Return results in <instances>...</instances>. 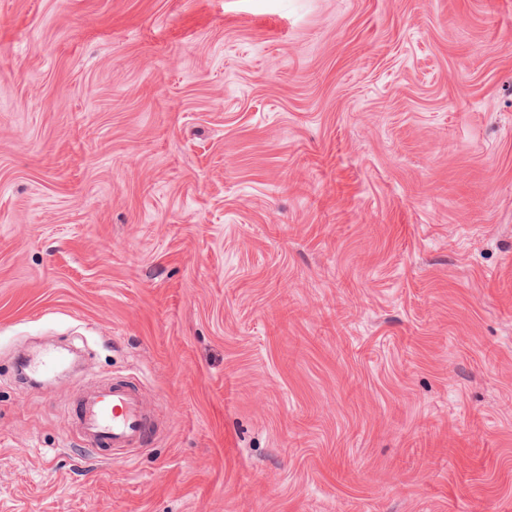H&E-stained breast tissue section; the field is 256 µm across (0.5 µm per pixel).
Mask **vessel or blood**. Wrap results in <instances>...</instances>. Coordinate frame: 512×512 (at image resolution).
<instances>
[{
  "mask_svg": "<svg viewBox=\"0 0 512 512\" xmlns=\"http://www.w3.org/2000/svg\"><path fill=\"white\" fill-rule=\"evenodd\" d=\"M71 425L91 443L112 449L142 447L155 430L137 387L123 381L86 389L75 402Z\"/></svg>",
  "mask_w": 512,
  "mask_h": 512,
  "instance_id": "1",
  "label": "vessel or blood"
}]
</instances>
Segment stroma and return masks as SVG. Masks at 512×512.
<instances>
[{
  "instance_id": "35a3bbf8",
  "label": "stroma",
  "mask_w": 512,
  "mask_h": 512,
  "mask_svg": "<svg viewBox=\"0 0 512 512\" xmlns=\"http://www.w3.org/2000/svg\"><path fill=\"white\" fill-rule=\"evenodd\" d=\"M0 512H512V0H0ZM70 425L97 446L140 448L155 431L138 388L123 381L91 387L76 400Z\"/></svg>"
}]
</instances>
